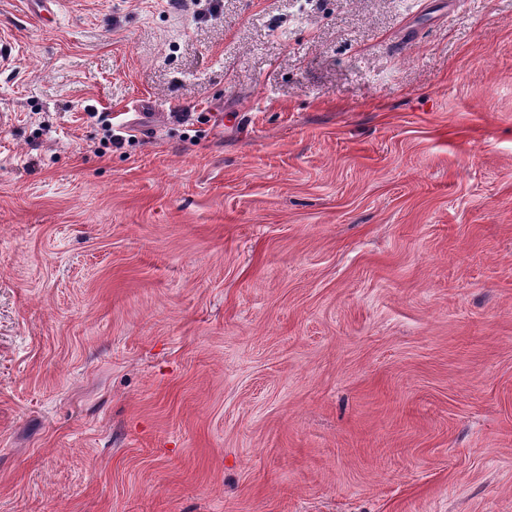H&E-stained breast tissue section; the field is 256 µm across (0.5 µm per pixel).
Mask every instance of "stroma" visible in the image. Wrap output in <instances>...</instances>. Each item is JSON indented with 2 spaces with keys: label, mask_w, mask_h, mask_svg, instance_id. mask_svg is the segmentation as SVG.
Returning a JSON list of instances; mask_svg holds the SVG:
<instances>
[{
  "label": "stroma",
  "mask_w": 512,
  "mask_h": 512,
  "mask_svg": "<svg viewBox=\"0 0 512 512\" xmlns=\"http://www.w3.org/2000/svg\"><path fill=\"white\" fill-rule=\"evenodd\" d=\"M0 44V512H512V0Z\"/></svg>",
  "instance_id": "obj_1"
}]
</instances>
